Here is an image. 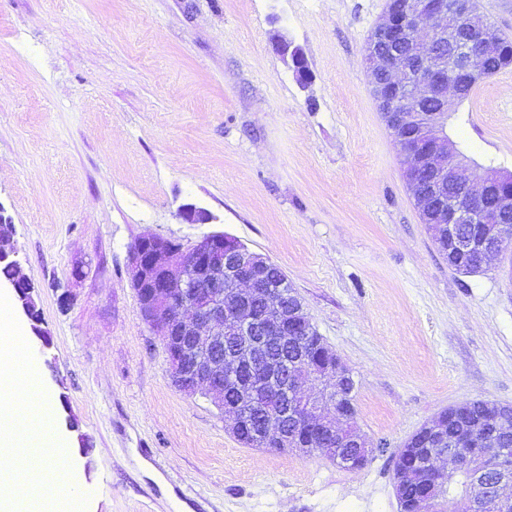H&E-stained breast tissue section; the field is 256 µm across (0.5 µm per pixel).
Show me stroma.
<instances>
[{
	"mask_svg": "<svg viewBox=\"0 0 512 512\" xmlns=\"http://www.w3.org/2000/svg\"><path fill=\"white\" fill-rule=\"evenodd\" d=\"M386 5L0 0V204L52 334L38 375L85 512H401L405 439L451 405L512 404V242L465 274L422 224L365 64ZM448 135L467 177L512 172V66ZM187 203L210 223L183 221ZM217 232L280 267L350 369L364 468L246 446L173 385L129 251Z\"/></svg>",
	"mask_w": 512,
	"mask_h": 512,
	"instance_id": "stroma-1",
	"label": "stroma"
}]
</instances>
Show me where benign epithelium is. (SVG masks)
<instances>
[{
  "label": "benign epithelium",
  "mask_w": 512,
  "mask_h": 512,
  "mask_svg": "<svg viewBox=\"0 0 512 512\" xmlns=\"http://www.w3.org/2000/svg\"><path fill=\"white\" fill-rule=\"evenodd\" d=\"M471 20L472 36L459 37L463 19ZM497 29L474 9L473 0H388L384 18L372 31L366 61L374 75L373 95L387 128L400 147L406 184L424 224L448 225V247L454 253L477 252L484 261L499 254L512 240V173L489 169L472 186L459 174L461 153L448 139V88L460 99L465 87L477 86L491 75L485 48ZM448 41L452 50L441 54L436 47ZM430 45L423 66L413 71L396 49L402 43ZM286 41L276 50L291 55L293 70L303 83L311 74L298 50L288 51ZM434 102L438 109L423 112L420 105ZM189 223H206L208 213L193 204L180 209ZM461 224H484L480 240L458 232ZM129 269L137 291L139 309L146 324L157 330L164 343L173 384L183 392H201L220 409L234 415L232 431L239 439L277 441L283 450L297 454L314 451L313 443L302 446L292 439L281 416H268L257 434L246 416L243 403L258 390L274 401L285 399L288 414L313 437L337 442L331 449L348 464L363 462L373 449L360 435L343 425L339 400L349 372L336 354L316 367L305 358L289 371L280 360L260 359L253 337L293 338L307 336L310 321L295 293L267 279L269 260L222 233L203 237L185 251L158 236L141 238L130 249ZM17 304L25 315L37 306L35 289L27 278L10 281ZM240 340L239 349L218 351L224 336ZM248 366L246 381H237L241 401L224 403V382L238 377ZM331 381L327 391L316 396L302 391L305 380ZM460 433L448 422L436 420L425 427V447L415 449L406 475L420 479L421 493L409 512H436L442 499L441 475L431 466L434 454L455 463V472L470 476L473 496L495 499L501 512H512V497L502 489L512 486V473L495 470L494 455L505 448H487L477 440L462 448Z\"/></svg>",
  "instance_id": "1"
}]
</instances>
